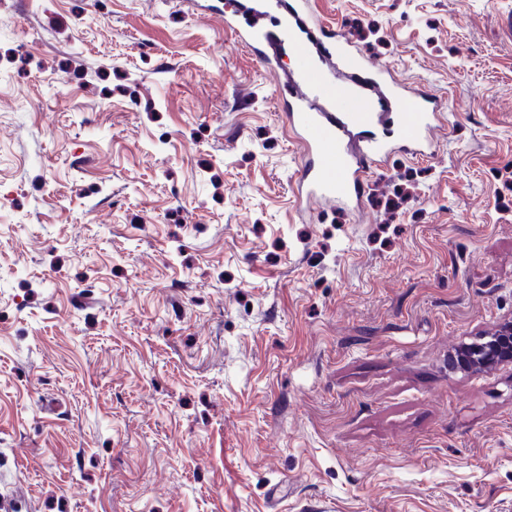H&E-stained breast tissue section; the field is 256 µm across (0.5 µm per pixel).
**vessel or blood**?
Listing matches in <instances>:
<instances>
[{"instance_id":"obj_1","label":"vessel or blood","mask_w":512,"mask_h":512,"mask_svg":"<svg viewBox=\"0 0 512 512\" xmlns=\"http://www.w3.org/2000/svg\"><path fill=\"white\" fill-rule=\"evenodd\" d=\"M224 23L266 72L279 73L284 53L293 55L277 106L301 151L299 202L356 209L371 170L397 153H432L436 98L397 83L389 65L316 23L309 0H245Z\"/></svg>"}]
</instances>
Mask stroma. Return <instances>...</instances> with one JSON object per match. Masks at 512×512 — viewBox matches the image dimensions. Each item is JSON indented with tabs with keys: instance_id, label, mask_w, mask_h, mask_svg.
Returning <instances> with one entry per match:
<instances>
[{
	"instance_id": "1",
	"label": "stroma",
	"mask_w": 512,
	"mask_h": 512,
	"mask_svg": "<svg viewBox=\"0 0 512 512\" xmlns=\"http://www.w3.org/2000/svg\"><path fill=\"white\" fill-rule=\"evenodd\" d=\"M311 9L444 105L355 211L223 17L0 0V512H512V0ZM487 340L462 347L452 360L464 369L492 367L512 362V324L500 326Z\"/></svg>"
}]
</instances>
